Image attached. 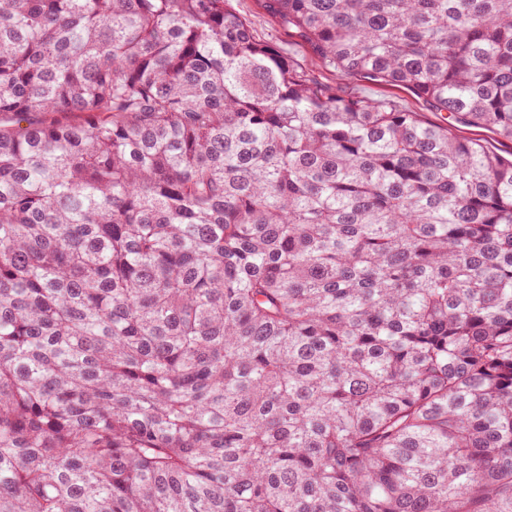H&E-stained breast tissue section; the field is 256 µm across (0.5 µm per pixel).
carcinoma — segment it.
<instances>
[{
  "label": "carcinoma",
  "instance_id": "obj_1",
  "mask_svg": "<svg viewBox=\"0 0 512 512\" xmlns=\"http://www.w3.org/2000/svg\"><path fill=\"white\" fill-rule=\"evenodd\" d=\"M0 0V512H512V0ZM264 0H230L233 12L245 18L261 41L285 52L305 74L327 86H333L355 97L372 100L390 99L404 112H415L421 120L442 124L446 112H436L422 97L402 86H379L359 76H339L324 69L309 45L296 33L288 31L280 20L269 13ZM456 133L466 139L480 140L488 150L502 155L506 158H512V141L499 137L494 132L474 127L464 123H455Z\"/></svg>",
  "mask_w": 512,
  "mask_h": 512
}]
</instances>
